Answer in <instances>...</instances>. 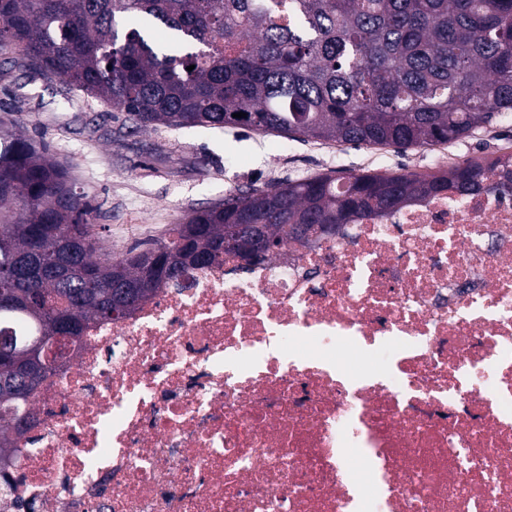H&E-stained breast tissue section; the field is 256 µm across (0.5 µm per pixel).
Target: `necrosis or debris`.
<instances>
[{"label":"necrosis or debris","instance_id":"obj_1","mask_svg":"<svg viewBox=\"0 0 512 512\" xmlns=\"http://www.w3.org/2000/svg\"><path fill=\"white\" fill-rule=\"evenodd\" d=\"M32 408L0 512H512V193L187 270Z\"/></svg>","mask_w":512,"mask_h":512}]
</instances>
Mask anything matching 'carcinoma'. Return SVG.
Instances as JSON below:
<instances>
[{"label":"carcinoma","mask_w":512,"mask_h":512,"mask_svg":"<svg viewBox=\"0 0 512 512\" xmlns=\"http://www.w3.org/2000/svg\"><path fill=\"white\" fill-rule=\"evenodd\" d=\"M0 49L127 113L143 129L244 126L354 146L448 144L512 112V0H0ZM194 66L191 71L188 66ZM243 112L242 118L232 114ZM508 177L512 153L432 174L317 175L252 188L197 210L169 237L101 251L67 165L0 129V273L20 310L0 332L77 342L130 293L155 294L231 251L232 224H259L264 253L303 224H347ZM0 358V410L20 379Z\"/></svg>","instance_id":"cac0c4a2"}]
</instances>
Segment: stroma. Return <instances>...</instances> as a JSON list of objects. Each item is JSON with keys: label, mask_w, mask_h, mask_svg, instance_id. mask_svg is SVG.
<instances>
[{"label": "stroma", "mask_w": 512, "mask_h": 512, "mask_svg": "<svg viewBox=\"0 0 512 512\" xmlns=\"http://www.w3.org/2000/svg\"><path fill=\"white\" fill-rule=\"evenodd\" d=\"M0 51V120L65 162L93 210L103 249L120 255L167 237L192 211L228 194L319 174L430 173L429 149L355 147L247 128H137L60 78L14 66ZM512 150V120L442 147L446 166Z\"/></svg>", "instance_id": "obj_1"}]
</instances>
